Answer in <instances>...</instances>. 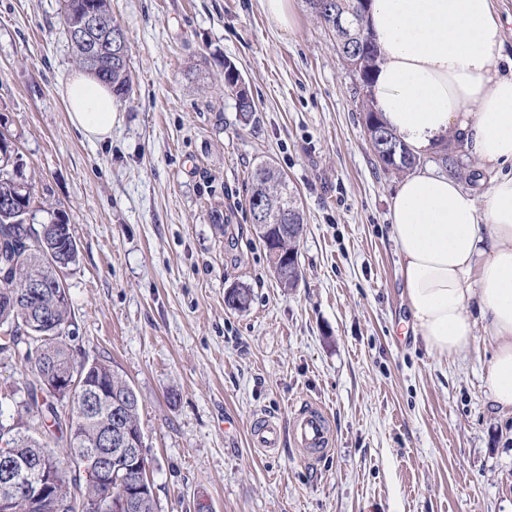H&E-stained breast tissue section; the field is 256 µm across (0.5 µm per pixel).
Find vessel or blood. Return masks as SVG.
<instances>
[{"instance_id": "vessel-or-blood-1", "label": "vessel or blood", "mask_w": 512, "mask_h": 512, "mask_svg": "<svg viewBox=\"0 0 512 512\" xmlns=\"http://www.w3.org/2000/svg\"><path fill=\"white\" fill-rule=\"evenodd\" d=\"M285 432L309 460L317 458L329 444L328 419L322 410L311 405L295 410L285 428L268 417L257 418L251 432L252 444L262 449L275 448Z\"/></svg>"}]
</instances>
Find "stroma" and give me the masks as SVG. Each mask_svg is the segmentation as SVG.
Returning a JSON list of instances; mask_svg holds the SVG:
<instances>
[{"label":"stroma","instance_id":"35a3bbf8","mask_svg":"<svg viewBox=\"0 0 512 512\" xmlns=\"http://www.w3.org/2000/svg\"><path fill=\"white\" fill-rule=\"evenodd\" d=\"M64 0H0V126L35 220L60 211L76 361L108 359L134 388L159 512H512V417L485 397L478 334L441 356L409 326L388 201L401 174L374 155L331 31L294 0H112L133 88L92 142L61 89L78 72ZM232 61L256 105L224 92ZM273 163L304 232L296 287L277 282L251 223V169ZM247 287L249 305L226 302ZM24 349L0 352V424L35 427ZM333 441L307 463L282 435L302 401ZM270 17L282 27L293 28L295 18L292 8L293 0H263ZM281 425L268 417H259L252 426L251 438L254 447L272 449L278 446Z\"/></svg>","mask_w":512,"mask_h":512}]
</instances>
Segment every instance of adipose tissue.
Here are the masks:
<instances>
[{
    "instance_id": "ef3b65f1",
    "label": "adipose tissue",
    "mask_w": 512,
    "mask_h": 512,
    "mask_svg": "<svg viewBox=\"0 0 512 512\" xmlns=\"http://www.w3.org/2000/svg\"><path fill=\"white\" fill-rule=\"evenodd\" d=\"M367 26L382 56L371 97L387 125L418 155L452 139L477 161L472 187L425 168L389 201L413 332L447 356L484 330L487 398L512 415V175L501 173L512 164V60L495 0H372ZM63 97L86 138L111 139V88L80 72Z\"/></svg>"
}]
</instances>
